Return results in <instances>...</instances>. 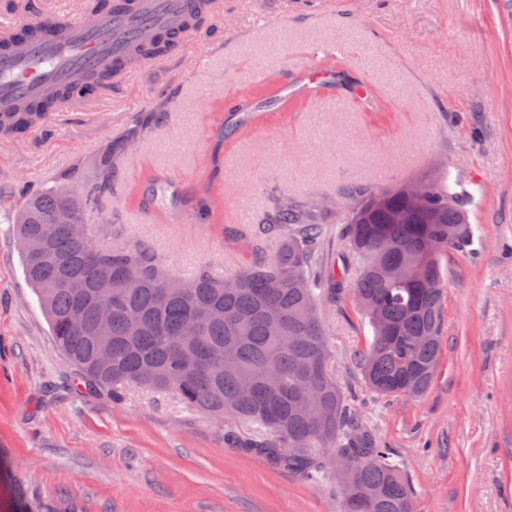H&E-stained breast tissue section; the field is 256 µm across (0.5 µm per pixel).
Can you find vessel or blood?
<instances>
[{
  "label": "vessel or blood",
  "mask_w": 512,
  "mask_h": 512,
  "mask_svg": "<svg viewBox=\"0 0 512 512\" xmlns=\"http://www.w3.org/2000/svg\"><path fill=\"white\" fill-rule=\"evenodd\" d=\"M188 0H133L127 11H102L94 26L67 22L56 38L14 43L8 31L0 32V108L9 109L16 100L34 99L51 85L68 83L81 70L111 66L135 41L150 38L165 27H183ZM186 36L192 28L183 27ZM322 50L310 47L311 65L300 87L302 94L319 97L324 77L315 63Z\"/></svg>",
  "instance_id": "vessel-or-blood-1"
}]
</instances>
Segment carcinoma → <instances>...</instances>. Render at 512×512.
<instances>
[{"mask_svg": "<svg viewBox=\"0 0 512 512\" xmlns=\"http://www.w3.org/2000/svg\"><path fill=\"white\" fill-rule=\"evenodd\" d=\"M214 0H199L185 22L200 28ZM176 40L156 38L136 44L126 61L133 67L170 52ZM87 89L112 80L106 71L78 74ZM41 106L20 101L0 112V136L15 137L46 122ZM155 125L145 115L121 140L107 143L90 166L78 162L55 183L26 194L13 215L23 271L39 298L57 349L90 392L112 400L154 371L146 387L177 396L216 420L226 417L263 428L271 439L236 442L309 479L324 473L320 450L333 451L351 470L344 498L363 495L361 512H408L409 483L390 452L353 420L343 392L328 366L329 352L317 311L316 255L331 217L343 225L340 245L349 266L336 280L353 275V301L373 328L362 354L369 387L378 395L418 398L430 387L439 357L445 278L440 256L472 243L468 200L443 181L419 179L427 194L416 206L408 183L372 191H343L345 206L333 213L321 197L297 201L288 195L269 200L257 231L240 235L253 259L230 276L209 266L180 278L161 265L142 242H109L104 229L96 242L71 231L93 225L107 199L124 187L120 160L147 139ZM221 178L219 160L208 179L184 189L170 206L203 224L214 222ZM272 255L255 259L267 239ZM112 305V321L102 329L98 308ZM196 333L182 335L186 321ZM112 352V367L95 360L101 345Z\"/></svg>", "mask_w": 512, "mask_h": 512, "instance_id": "obj_1", "label": "carcinoma"}]
</instances>
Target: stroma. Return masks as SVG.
<instances>
[{
    "label": "stroma",
    "mask_w": 512,
    "mask_h": 512,
    "mask_svg": "<svg viewBox=\"0 0 512 512\" xmlns=\"http://www.w3.org/2000/svg\"><path fill=\"white\" fill-rule=\"evenodd\" d=\"M343 39L342 78L322 99L281 95L311 42ZM375 92L364 108L352 85ZM165 99L152 135L122 159L194 185L224 168L222 223L200 224L115 194L121 239L152 245L173 274L241 266L238 233L257 228L270 195L332 199L423 176L466 195L472 244L442 255L444 333L433 381L417 399L367 385L372 340L352 279L317 289L329 365L360 424L390 448L415 512H512V0H222L209 34L142 67L106 95L53 113L47 128L0 137V512H343L335 480L311 481L228 434L256 427L198 414L169 394L127 387L88 394L56 350L21 265L12 226L19 179L52 185ZM244 125L215 134L242 100Z\"/></svg>",
    "instance_id": "obj_1"
}]
</instances>
